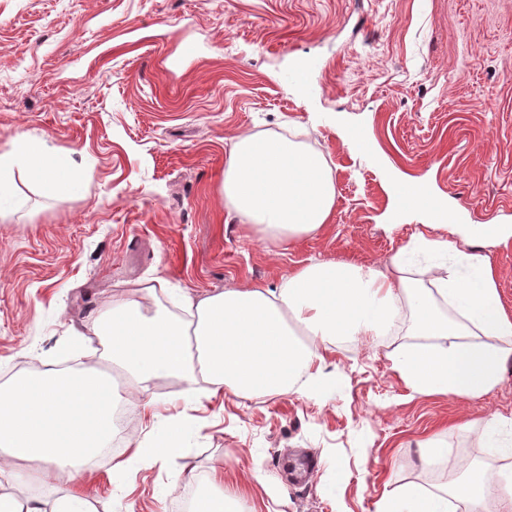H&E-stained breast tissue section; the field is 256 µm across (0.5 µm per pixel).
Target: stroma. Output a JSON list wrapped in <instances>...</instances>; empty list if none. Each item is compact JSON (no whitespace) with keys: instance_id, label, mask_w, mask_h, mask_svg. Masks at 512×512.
I'll use <instances>...</instances> for the list:
<instances>
[{"instance_id":"stroma-1","label":"stroma","mask_w":512,"mask_h":512,"mask_svg":"<svg viewBox=\"0 0 512 512\" xmlns=\"http://www.w3.org/2000/svg\"><path fill=\"white\" fill-rule=\"evenodd\" d=\"M316 62L304 94L286 73ZM365 134V151L347 133ZM276 132L321 153L336 185L325 233L267 249L222 191L230 143ZM78 169L47 198L16 172L0 221V385L35 368L102 363L86 328L130 281L182 291L275 286L310 259L387 268L428 212L393 191L421 184L464 224L512 225V0H0V153L19 135ZM323 403L224 400L221 420L179 386L158 402L193 421L191 454L81 486L104 512H171L184 469L223 473L256 512H373L386 492L446 485L497 463L471 424L512 415V371L478 399L410 394L385 348L344 345ZM447 429L444 460L420 442ZM343 484V500L325 491Z\"/></svg>"}]
</instances>
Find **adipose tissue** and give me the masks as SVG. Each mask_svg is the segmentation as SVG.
Returning <instances> with one entry per match:
<instances>
[{
	"instance_id": "obj_1",
	"label": "adipose tissue",
	"mask_w": 512,
	"mask_h": 512,
	"mask_svg": "<svg viewBox=\"0 0 512 512\" xmlns=\"http://www.w3.org/2000/svg\"><path fill=\"white\" fill-rule=\"evenodd\" d=\"M224 198L261 240L282 246L328 226L336 187L325 159L278 135L247 134L224 162ZM449 239L414 233L388 270L349 260H310L278 287L245 285L185 294L181 314L150 309L162 279L136 283L137 298L113 303L88 329L132 381L133 399L152 425L112 467L120 475L189 453L188 422L161 415L150 383L173 379L183 393L213 400L292 393L327 399L336 385L329 354L347 343L389 346L392 371L419 395L479 398L512 367V315L501 302L483 249L512 241L508 224H452ZM406 331L411 340L390 345ZM120 396L98 369H43L0 387V478L54 491L50 505L0 495V512H98L76 483L112 439ZM500 466L468 463L452 489L406 486L375 512H450L451 501L481 512L496 497L512 512V417L477 423ZM201 487L190 512H242L217 473L192 472Z\"/></svg>"
}]
</instances>
